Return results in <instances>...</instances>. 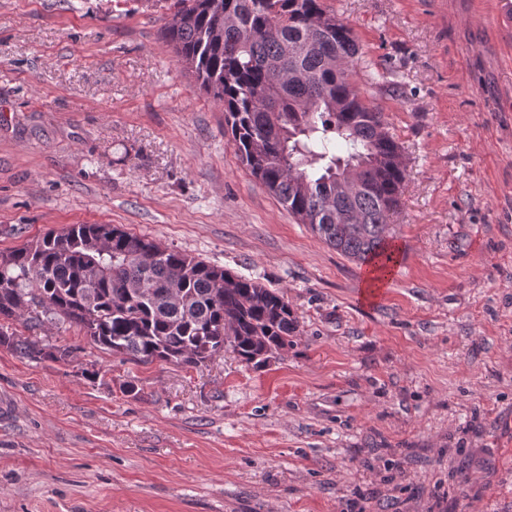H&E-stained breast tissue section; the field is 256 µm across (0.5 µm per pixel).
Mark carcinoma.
Segmentation results:
<instances>
[{
	"label": "carcinoma",
	"mask_w": 512,
	"mask_h": 512,
	"mask_svg": "<svg viewBox=\"0 0 512 512\" xmlns=\"http://www.w3.org/2000/svg\"><path fill=\"white\" fill-rule=\"evenodd\" d=\"M163 28L178 61L224 106L241 163L336 251L382 270L406 170L383 113L353 80L359 45L323 0H176ZM279 85V111H262ZM77 327L113 354L198 367L230 343L262 366L293 345L284 295L110 224H70L0 252V345L31 360L69 351L3 321Z\"/></svg>",
	"instance_id": "carcinoma-1"
}]
</instances>
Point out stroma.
<instances>
[{
	"label": "stroma",
	"mask_w": 512,
	"mask_h": 512,
	"mask_svg": "<svg viewBox=\"0 0 512 512\" xmlns=\"http://www.w3.org/2000/svg\"><path fill=\"white\" fill-rule=\"evenodd\" d=\"M174 2L0 0V251L118 225L283 292L300 333L186 369L14 321L70 355L0 346V512H512L505 0H326L406 169L374 292L240 162Z\"/></svg>",
	"instance_id": "35a3bbf8"
}]
</instances>
